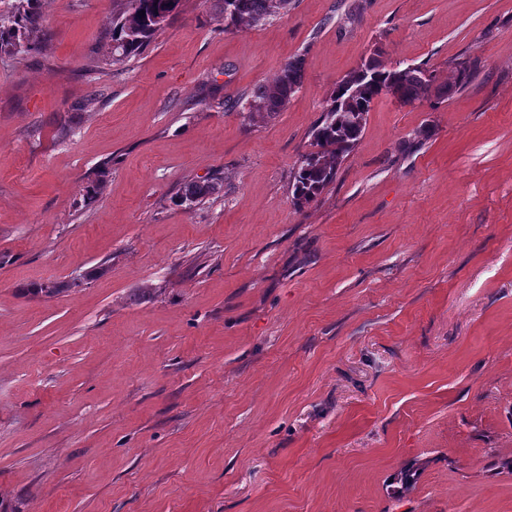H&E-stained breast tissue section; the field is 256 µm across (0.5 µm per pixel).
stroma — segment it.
I'll use <instances>...</instances> for the list:
<instances>
[{
  "instance_id": "obj_1",
  "label": "stroma",
  "mask_w": 512,
  "mask_h": 512,
  "mask_svg": "<svg viewBox=\"0 0 512 512\" xmlns=\"http://www.w3.org/2000/svg\"><path fill=\"white\" fill-rule=\"evenodd\" d=\"M41 11L46 54L0 58V502L512 512V0H292L233 31L184 0L120 69L114 0ZM374 54L438 86L479 69L376 98L295 207L326 99ZM295 57L287 109L248 119ZM209 177L221 196L179 205ZM45 280L66 288L26 293Z\"/></svg>"
}]
</instances>
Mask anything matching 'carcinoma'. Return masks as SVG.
I'll return each mask as SVG.
<instances>
[{
  "mask_svg": "<svg viewBox=\"0 0 512 512\" xmlns=\"http://www.w3.org/2000/svg\"><path fill=\"white\" fill-rule=\"evenodd\" d=\"M40 0H14L11 8L0 11V55L16 61L26 59L48 42L43 29ZM291 0H220L224 30L256 26L288 11ZM182 0H119L112 21V46L106 58L109 66H122L138 56L157 32L180 13ZM145 15H140V11ZM452 85L436 86L420 68L387 69L371 57L357 70L344 76L333 89L320 120L311 131L313 150L301 155L293 174V201L304 207L329 187L337 165L358 144L362 130L355 124L358 115L370 109L368 94H380L396 87V98L414 105L431 97L443 98L466 86L475 71L472 64L460 62ZM303 64L300 58L284 63L277 78L260 86L247 101L250 118H273L284 111L300 89ZM221 180L190 181L181 190V201L200 205L219 197Z\"/></svg>",
  "mask_w": 512,
  "mask_h": 512,
  "instance_id": "obj_1",
  "label": "carcinoma"
}]
</instances>
